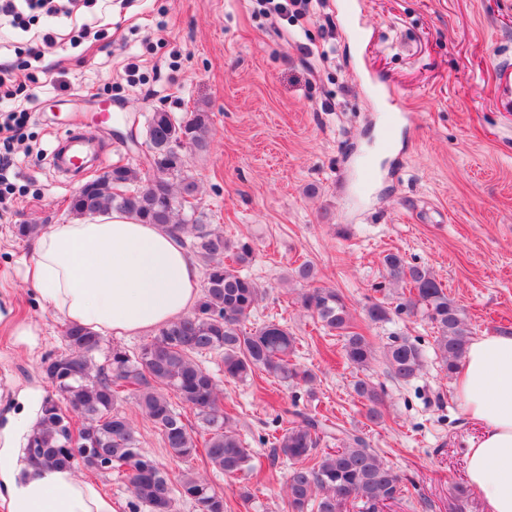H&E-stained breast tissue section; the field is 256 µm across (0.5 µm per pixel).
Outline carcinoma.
<instances>
[{"instance_id": "obj_1", "label": "carcinoma", "mask_w": 512, "mask_h": 512, "mask_svg": "<svg viewBox=\"0 0 512 512\" xmlns=\"http://www.w3.org/2000/svg\"><path fill=\"white\" fill-rule=\"evenodd\" d=\"M209 131L207 112H193L186 120L152 113L144 128L148 178L127 166H114L91 190L75 192L70 201L71 213L80 218L116 211L172 231L191 229L192 248L204 264L198 306L159 329L137 351L115 345L100 362L102 337L67 323L61 331L63 351L42 366L57 397L43 401L40 420L27 440L28 460L40 466L117 473L130 486L129 512H176L180 498L192 502L197 512L226 510L224 494L190 468L172 476L140 447L122 403L133 400L156 426L172 461L184 465L201 456L213 471L236 479L255 474L252 455L232 410L224 406L219 380L199 358L218 355L224 376L240 381L258 373L283 382L313 381L309 371L294 363L296 338L284 324L268 320L247 326L265 297L259 284L239 270L251 262L252 245L232 242L196 217L198 185L186 170V159L177 166L162 160L163 152L183 138L187 149L206 150ZM383 266L389 281L407 289L408 296L394 308L383 299L370 302L366 318L383 324L392 321L394 312L426 314L436 328L435 352L453 378L472 335L463 310L428 267L395 253L384 256ZM299 303L323 330L345 337L343 356L349 366L366 370L381 358L399 382L423 370L424 354L409 337L394 336L379 353L366 336L354 331L353 315L338 290L309 287L300 293ZM354 392L366 407L367 419L380 423L384 390L359 379ZM189 412L199 427L190 423ZM278 429L272 441L275 455L290 464L287 512H346L352 502L361 504L363 512H378L380 503L401 500L408 493L400 475L361 433L334 428L298 408L288 412L287 425ZM332 436L339 448L319 450Z\"/></svg>"}]
</instances>
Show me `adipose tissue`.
<instances>
[{
    "instance_id": "adipose-tissue-1",
    "label": "adipose tissue",
    "mask_w": 512,
    "mask_h": 512,
    "mask_svg": "<svg viewBox=\"0 0 512 512\" xmlns=\"http://www.w3.org/2000/svg\"><path fill=\"white\" fill-rule=\"evenodd\" d=\"M25 276L67 322L103 335L162 327L199 298L200 273L181 240L117 212L50 225ZM454 389L463 415L480 428L464 455L467 481L483 512H512V334L471 342ZM41 406L40 395H31L0 430V504L6 512H115L72 468L20 460L16 443Z\"/></svg>"
}]
</instances>
